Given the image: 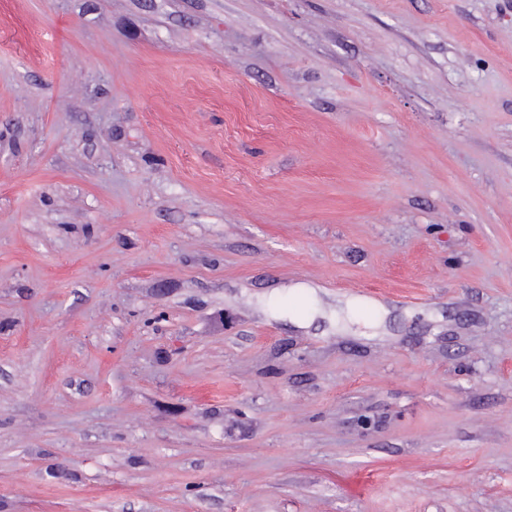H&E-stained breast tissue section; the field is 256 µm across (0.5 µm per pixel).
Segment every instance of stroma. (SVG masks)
I'll use <instances>...</instances> for the list:
<instances>
[{
  "instance_id": "stroma-1",
  "label": "stroma",
  "mask_w": 512,
  "mask_h": 512,
  "mask_svg": "<svg viewBox=\"0 0 512 512\" xmlns=\"http://www.w3.org/2000/svg\"><path fill=\"white\" fill-rule=\"evenodd\" d=\"M0 512H512V0H0Z\"/></svg>"
}]
</instances>
